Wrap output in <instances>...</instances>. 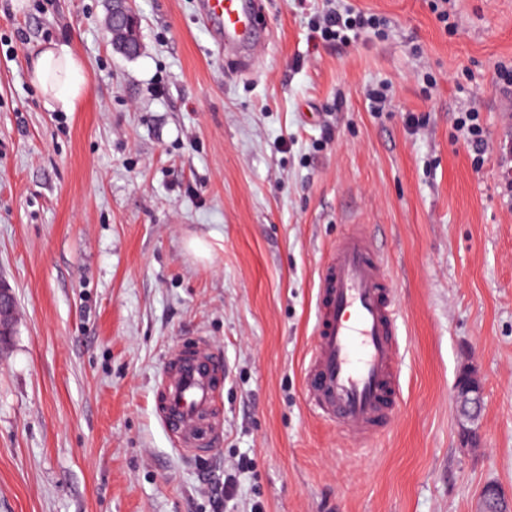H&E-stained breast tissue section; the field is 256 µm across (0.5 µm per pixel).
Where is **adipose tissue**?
I'll return each instance as SVG.
<instances>
[{"label":"adipose tissue","instance_id":"adipose-tissue-1","mask_svg":"<svg viewBox=\"0 0 512 512\" xmlns=\"http://www.w3.org/2000/svg\"><path fill=\"white\" fill-rule=\"evenodd\" d=\"M31 78L53 110L75 111L87 91L85 69L64 44H52L39 52L32 63Z\"/></svg>","mask_w":512,"mask_h":512}]
</instances>
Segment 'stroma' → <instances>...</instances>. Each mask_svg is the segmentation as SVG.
<instances>
[{
  "label": "stroma",
  "mask_w": 512,
  "mask_h": 512,
  "mask_svg": "<svg viewBox=\"0 0 512 512\" xmlns=\"http://www.w3.org/2000/svg\"><path fill=\"white\" fill-rule=\"evenodd\" d=\"M349 2L386 27L328 43L311 25L330 0H264L245 65L198 0H135L133 58L110 0H0V512H473L486 483L512 494V0H448L444 23L439 0ZM52 43L86 70L72 112L31 82ZM353 224L384 255L403 339L392 422L363 447L303 396L318 274ZM197 335L227 379L219 449L193 460L154 392ZM467 363L478 448L453 401ZM108 28L115 50L127 56H134L140 52L139 18L135 13L133 0L112 1V18H109ZM458 124L461 129L467 132V144L475 153L474 160L481 161V157L488 150L489 145L483 134V129L479 122V116L476 112H465L458 118ZM15 316V297L11 289L0 284V346L7 344ZM470 383L458 381L454 385V400L456 405V421L460 430L464 447H477L482 440L481 415L484 408L483 387L474 365H468ZM477 426L478 431L472 429Z\"/></svg>",
  "instance_id": "obj_1"
}]
</instances>
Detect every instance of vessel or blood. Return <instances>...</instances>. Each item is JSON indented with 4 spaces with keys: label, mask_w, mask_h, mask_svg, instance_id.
Returning a JSON list of instances; mask_svg holds the SVG:
<instances>
[{
    "label": "vessel or blood",
    "mask_w": 512,
    "mask_h": 512,
    "mask_svg": "<svg viewBox=\"0 0 512 512\" xmlns=\"http://www.w3.org/2000/svg\"><path fill=\"white\" fill-rule=\"evenodd\" d=\"M222 43L255 52L262 0H201ZM318 319L304 392L311 411L365 445L388 425L400 390L398 301L382 255L360 224L338 239L324 261L316 295ZM224 354L199 336L164 355L155 412L190 458L215 454L222 418L217 399Z\"/></svg>",
    "instance_id": "1"
}]
</instances>
